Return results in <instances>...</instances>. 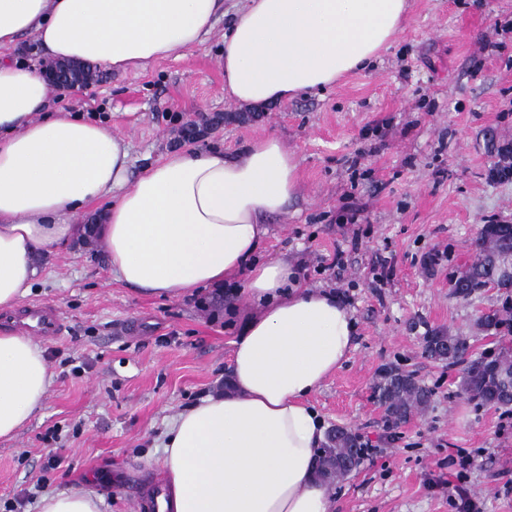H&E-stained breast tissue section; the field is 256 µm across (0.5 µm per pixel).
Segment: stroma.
Segmentation results:
<instances>
[{"mask_svg": "<svg viewBox=\"0 0 512 512\" xmlns=\"http://www.w3.org/2000/svg\"><path fill=\"white\" fill-rule=\"evenodd\" d=\"M242 0H224L206 41L135 73L96 69L84 88L49 87L53 108L106 118L130 147L133 173L182 144L196 112L232 115L206 146L235 153L266 136L299 161L300 191L271 219L260 258L300 263L310 288L336 292L355 318L356 347L309 402L377 453L332 483L336 512H456L457 451L475 455L467 486L481 512H512V409L460 393L463 363L426 358L423 338H466L472 358L512 348L481 316L512 288L455 294L482 225L512 224V180H490L512 144V0H410L392 48L336 86L262 108L224 95V30ZM356 223H346L348 209ZM344 249L343 270L324 257ZM26 304L55 306L63 336L43 342L53 374L37 413L0 440V512H37L23 491L81 487L101 512H140L161 484L160 444L178 413L223 391L235 332L224 302L162 299L112 277L106 244L80 241L40 257ZM396 367L429 386L428 411L385 430L374 384Z\"/></svg>", "mask_w": 512, "mask_h": 512, "instance_id": "obj_1", "label": "stroma"}]
</instances>
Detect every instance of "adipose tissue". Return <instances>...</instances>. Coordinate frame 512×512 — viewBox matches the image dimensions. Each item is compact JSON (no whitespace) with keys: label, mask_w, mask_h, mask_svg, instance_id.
<instances>
[{"label":"adipose tissue","mask_w":512,"mask_h":512,"mask_svg":"<svg viewBox=\"0 0 512 512\" xmlns=\"http://www.w3.org/2000/svg\"><path fill=\"white\" fill-rule=\"evenodd\" d=\"M224 0H0V310L37 280L35 259L68 243L103 197L113 275L143 295L184 298L242 280L228 388L179 414L162 442V512H336L316 474L325 441L308 399L346 361L355 323L335 293L302 287L294 264L259 259L269 220L299 191V163L274 137L238 156L187 147L138 176L115 124L48 113L38 68L11 57L25 35L56 59L129 72L202 43ZM407 0H246L224 35V91L281 104L368 69ZM52 385L41 346L0 333V438Z\"/></svg>","instance_id":"ef3b65f1"}]
</instances>
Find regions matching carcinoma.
Returning <instances> with one entry per match:
<instances>
[{"label":"carcinoma","instance_id":"carcinoma-1","mask_svg":"<svg viewBox=\"0 0 512 512\" xmlns=\"http://www.w3.org/2000/svg\"><path fill=\"white\" fill-rule=\"evenodd\" d=\"M505 233L489 248L484 233H479L473 248L477 253L474 262L460 273L462 284L455 285L463 297L477 288L487 287L490 280H496L500 288H512V224L504 225ZM504 308L485 313L480 325L488 331H498L507 325ZM468 350L465 338L436 333L425 337V354L437 361L457 362ZM512 375V350L505 348L493 357H483L468 362L461 379L462 394L470 401L482 406L506 408L512 405V395H503L508 376ZM375 393L384 408L387 425L399 426L413 414L428 408L433 391L422 384L413 374L395 368L380 371L374 386ZM357 447V437L351 431L336 426L327 435L323 448L317 452L318 474L327 483L344 479L353 467L364 459V451L351 452Z\"/></svg>","mask_w":512,"mask_h":512}]
</instances>
